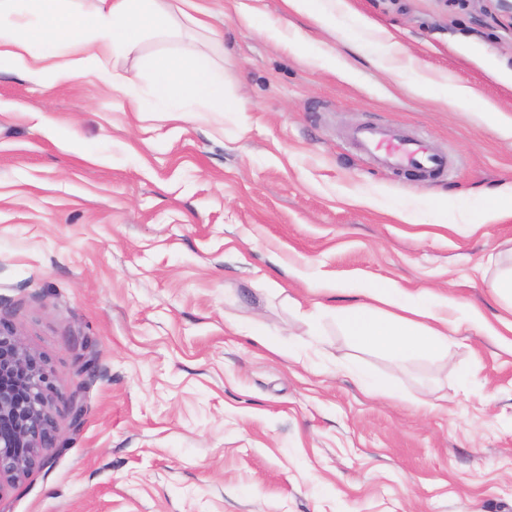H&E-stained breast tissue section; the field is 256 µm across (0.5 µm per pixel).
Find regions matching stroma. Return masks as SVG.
Segmentation results:
<instances>
[{"label":"stroma","instance_id":"stroma-1","mask_svg":"<svg viewBox=\"0 0 512 512\" xmlns=\"http://www.w3.org/2000/svg\"><path fill=\"white\" fill-rule=\"evenodd\" d=\"M210 4L240 112L175 121L92 74L0 71V321L52 370L57 424L0 512H512V337L468 320L507 316L512 214L482 209L512 189V11L343 0L295 55L262 31L281 0ZM412 63L497 112L414 95ZM378 122L447 176L380 166L351 139ZM380 280L459 301L444 351L346 336L337 309ZM496 274L491 282L493 293L498 299L512 309V252L509 251V256L506 262L496 259Z\"/></svg>","mask_w":512,"mask_h":512}]
</instances>
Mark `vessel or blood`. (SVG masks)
Returning a JSON list of instances; mask_svg holds the SVG:
<instances>
[{
  "label": "vessel or blood",
  "mask_w": 512,
  "mask_h": 512,
  "mask_svg": "<svg viewBox=\"0 0 512 512\" xmlns=\"http://www.w3.org/2000/svg\"><path fill=\"white\" fill-rule=\"evenodd\" d=\"M355 138L378 157L383 167L422 178L444 174L448 169L447 156L432 150L424 138L399 135L380 125L359 129Z\"/></svg>",
  "instance_id": "b4317fda"
}]
</instances>
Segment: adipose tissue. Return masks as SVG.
I'll list each match as a JSON object with an SVG mask.
<instances>
[{"label":"adipose tissue","instance_id":"ef3b65f1","mask_svg":"<svg viewBox=\"0 0 512 512\" xmlns=\"http://www.w3.org/2000/svg\"><path fill=\"white\" fill-rule=\"evenodd\" d=\"M183 19L206 33L205 49H165L148 57L150 95L131 97L133 111L165 112L175 120L191 112L242 111L239 100L226 96L224 73L211 58L224 36L212 26L205 0H0V69L47 88L94 71L107 86L124 92L134 79L109 70V60L140 54L146 36L178 35ZM415 88L453 109H496L473 87L440 82L421 70ZM363 294L364 302L338 313L355 343L404 357L439 351L457 331L446 317L457 306L451 298L414 304L392 282L374 284Z\"/></svg>","mask_w":512,"mask_h":512}]
</instances>
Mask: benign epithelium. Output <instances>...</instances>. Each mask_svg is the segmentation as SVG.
<instances>
[{
    "label": "benign epithelium",
    "mask_w": 512,
    "mask_h": 512,
    "mask_svg": "<svg viewBox=\"0 0 512 512\" xmlns=\"http://www.w3.org/2000/svg\"><path fill=\"white\" fill-rule=\"evenodd\" d=\"M55 438L53 373L0 322V492L23 482Z\"/></svg>",
    "instance_id": "7a95c632"
}]
</instances>
